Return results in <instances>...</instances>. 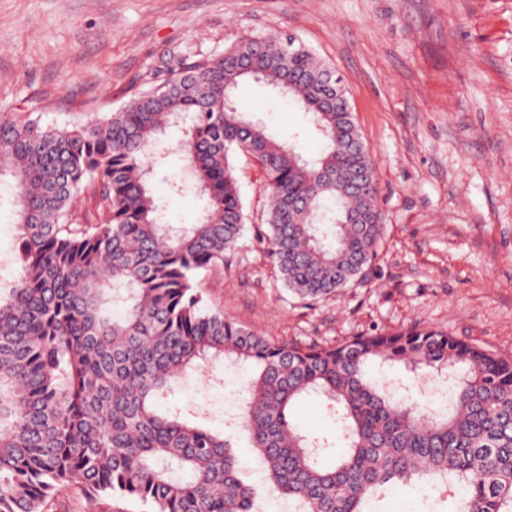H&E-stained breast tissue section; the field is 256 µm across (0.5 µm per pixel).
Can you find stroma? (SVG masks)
Here are the masks:
<instances>
[{"label": "stroma", "mask_w": 512, "mask_h": 512, "mask_svg": "<svg viewBox=\"0 0 512 512\" xmlns=\"http://www.w3.org/2000/svg\"><path fill=\"white\" fill-rule=\"evenodd\" d=\"M293 36L344 80L355 125L370 150L383 234L371 279L308 305L283 287L253 225L268 207L261 164L233 158L250 225L224 272L198 279L209 305L277 343L336 344L375 332L429 327L512 357V0H0V112L60 122L105 114L153 74L224 52L246 38ZM235 102L304 155L321 142L303 113L253 80ZM152 179L162 223L196 222L205 201L176 149ZM14 194L0 179V285L20 265ZM373 376L438 404L446 385L397 365ZM245 370L219 383L180 380L169 406L224 429L237 413ZM297 425L343 450L342 430L321 399L296 403ZM47 512H151L79 485Z\"/></svg>", "instance_id": "1"}]
</instances>
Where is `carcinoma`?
<instances>
[{"label":"carcinoma","instance_id":"obj_1","mask_svg":"<svg viewBox=\"0 0 512 512\" xmlns=\"http://www.w3.org/2000/svg\"><path fill=\"white\" fill-rule=\"evenodd\" d=\"M258 71L310 115L323 146L302 155L224 99ZM336 72L291 37L243 39L167 70L122 109L45 123L0 115V177L18 206V261L0 287V512H45L73 483L93 499L119 494L156 512H256L260 493L294 512H368L399 486L432 483L447 512H512V360L445 332L414 328L340 344L277 345L203 304L197 275L224 270L246 214L233 154L266 174L267 224L254 241L281 281L317 302L364 283L383 217L376 189L348 192L336 175L373 164L345 109L322 99ZM182 127L179 150L207 206L181 229L160 223L149 187L156 147ZM364 214L348 224L345 214ZM436 375L451 394L424 407L371 377L369 362ZM250 369L233 427L265 478L239 477L232 438L160 411L190 372ZM320 397L344 451L290 419Z\"/></svg>","mask_w":512,"mask_h":512}]
</instances>
